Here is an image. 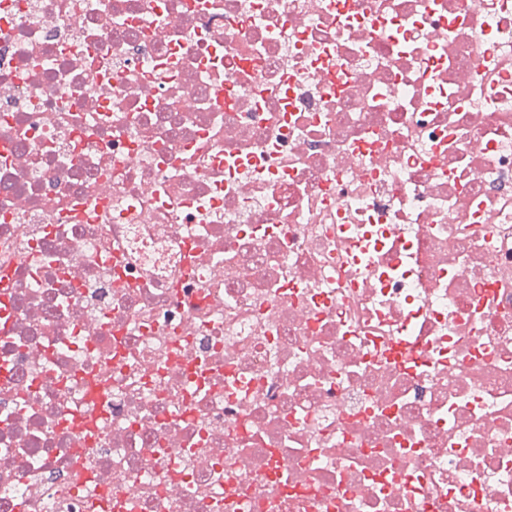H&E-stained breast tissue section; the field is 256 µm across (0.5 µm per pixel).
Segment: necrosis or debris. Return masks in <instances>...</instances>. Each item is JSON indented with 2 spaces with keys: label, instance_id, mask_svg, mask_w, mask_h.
<instances>
[{
  "label": "necrosis or debris",
  "instance_id": "4bbe7bcc",
  "mask_svg": "<svg viewBox=\"0 0 512 512\" xmlns=\"http://www.w3.org/2000/svg\"><path fill=\"white\" fill-rule=\"evenodd\" d=\"M190 2L0 0V512H512V0Z\"/></svg>",
  "mask_w": 512,
  "mask_h": 512
}]
</instances>
